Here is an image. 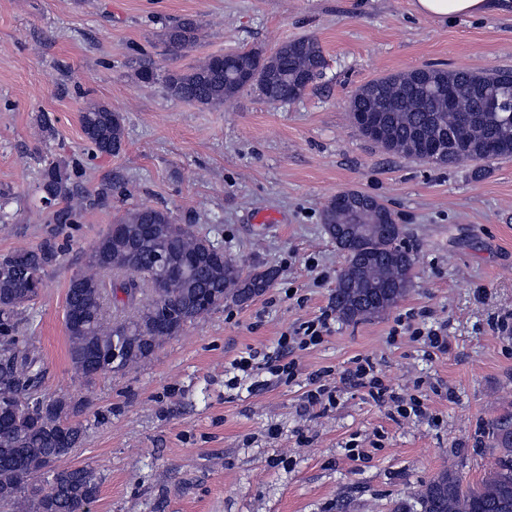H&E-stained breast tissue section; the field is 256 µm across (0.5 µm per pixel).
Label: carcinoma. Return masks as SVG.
Wrapping results in <instances>:
<instances>
[{
	"label": "carcinoma",
	"instance_id": "carcinoma-1",
	"mask_svg": "<svg viewBox=\"0 0 512 512\" xmlns=\"http://www.w3.org/2000/svg\"><path fill=\"white\" fill-rule=\"evenodd\" d=\"M199 25L178 19L163 29L160 42L177 55L198 40ZM325 65L315 37L281 44L271 55L256 49L207 57L187 70L162 76L176 101L220 106L256 92L271 104L300 100ZM453 86L456 98L439 94ZM350 112L377 114L381 134L372 139L387 154L421 158V149L443 143L447 157L438 166L512 156V70L473 72L424 67L386 75L359 87ZM85 141L94 154L117 156L125 145L123 117L92 102L81 115ZM43 202L55 207L45 237L29 249L0 253V504L16 512H88L102 478L97 468L55 469L54 462L80 446L88 425L80 416L85 401L38 393L45 367L31 337L21 335L22 313L39 292L49 269L61 261L58 237L81 211L94 208L120 189L117 180L83 194L69 164L46 165L39 183ZM365 214L370 224H387L385 237L365 236L351 245L332 296L336 314L358 322L386 314L390 297L413 286L415 257L401 241L402 225L374 198ZM136 233L149 229L134 246L115 241L112 228L86 255L85 269L70 280L65 299L68 355L74 373L90 383L119 374L152 358L163 342L226 303L244 305L270 288L276 271L243 274L224 254V241L202 236L191 224H178L170 211L133 206L117 219ZM166 253L170 273L152 259L157 245ZM382 286L370 304L355 299L349 282ZM500 456L475 485H463L443 469L414 496L418 512H512V415L493 421L487 432Z\"/></svg>",
	"mask_w": 512,
	"mask_h": 512
}]
</instances>
